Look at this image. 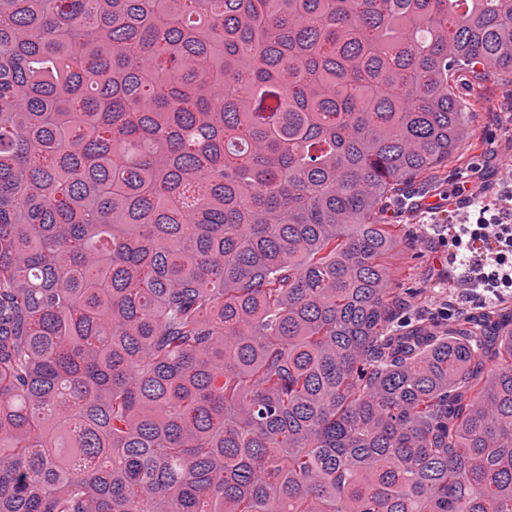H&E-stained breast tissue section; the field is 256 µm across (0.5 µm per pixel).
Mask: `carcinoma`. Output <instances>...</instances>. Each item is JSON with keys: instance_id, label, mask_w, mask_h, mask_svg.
Returning <instances> with one entry per match:
<instances>
[{"instance_id": "carcinoma-1", "label": "carcinoma", "mask_w": 512, "mask_h": 512, "mask_svg": "<svg viewBox=\"0 0 512 512\" xmlns=\"http://www.w3.org/2000/svg\"><path fill=\"white\" fill-rule=\"evenodd\" d=\"M512 0H0V512H512V314L388 224Z\"/></svg>"}]
</instances>
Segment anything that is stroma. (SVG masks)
<instances>
[{"label":"stroma","instance_id":"1","mask_svg":"<svg viewBox=\"0 0 512 512\" xmlns=\"http://www.w3.org/2000/svg\"><path fill=\"white\" fill-rule=\"evenodd\" d=\"M483 95L484 103L473 106L466 116L476 142L475 148L463 152L464 157L470 158V165L449 159L435 182L414 184L418 209L409 213L394 204L386 212L392 224L426 225L427 231L420 237L416 249L399 251L392 264L408 287H426L429 280L446 277L448 289L428 290L425 301L429 307L447 309L452 318L459 312L487 306L512 309V296L497 297L469 289L462 267L448 261L453 251L448 225L460 217L455 200L449 197L457 179L466 178L474 187L489 184L499 188L512 182V171L501 166L504 159L512 157V85L488 81Z\"/></svg>","mask_w":512,"mask_h":512}]
</instances>
